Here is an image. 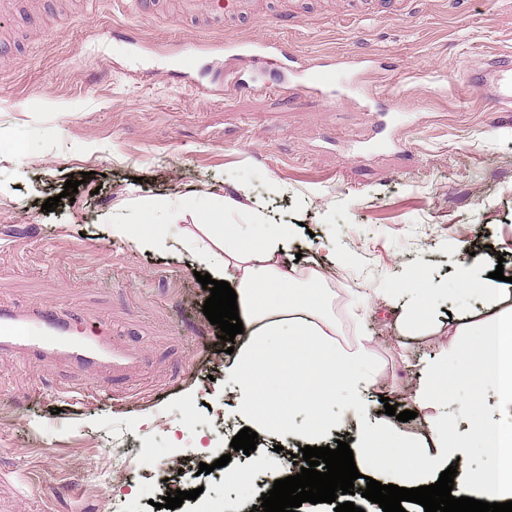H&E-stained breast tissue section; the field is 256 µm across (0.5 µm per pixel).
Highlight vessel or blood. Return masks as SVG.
<instances>
[{"label": "vessel or blood", "instance_id": "1", "mask_svg": "<svg viewBox=\"0 0 512 512\" xmlns=\"http://www.w3.org/2000/svg\"><path fill=\"white\" fill-rule=\"evenodd\" d=\"M235 50L242 55H261L267 66L277 71L290 58L285 46L273 41L246 39L236 44ZM468 84L500 111L512 112V55L499 54L483 61L481 67L470 69ZM337 88L336 70L326 63L311 70L303 86L305 92L321 95ZM17 353L47 365L66 361L80 369L108 368L116 376L124 375L137 362L131 350L103 333L92 331L82 339H73L70 319L58 307L20 311L0 306V354Z\"/></svg>", "mask_w": 512, "mask_h": 512}]
</instances>
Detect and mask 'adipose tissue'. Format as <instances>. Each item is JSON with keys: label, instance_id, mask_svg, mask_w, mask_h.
Returning a JSON list of instances; mask_svg holds the SVG:
<instances>
[{"label": "adipose tissue", "instance_id": "adipose-tissue-1", "mask_svg": "<svg viewBox=\"0 0 512 512\" xmlns=\"http://www.w3.org/2000/svg\"><path fill=\"white\" fill-rule=\"evenodd\" d=\"M208 244L198 252V263L217 280L230 284L237 294L239 317L244 331L237 349L224 360V376L232 380L236 392L239 415L252 431L260 434L278 430V423L269 413L256 405L250 376L259 352L275 357L268 342L276 336H297L307 341L321 355L320 370L329 374L334 384L310 397L313 416L310 424L300 429V445L322 446L330 433L340 432L342 425L326 407L343 398L347 401L346 414L355 423L352 448L355 460L376 458L375 443L395 434L399 426L389 415L371 414L366 395L375 384L373 341L363 336L352 343L336 340V316L332 311L306 307L292 298L273 304L262 300L263 291L270 288L293 289L303 287L292 264L288 262L289 237L287 233L270 235L255 243L238 241L232 224H209L205 227ZM490 336L487 352L492 356L495 373L492 383L496 388V408L502 417L497 429V441L502 453L512 456V288H494L479 316L460 315L448 324L452 336L469 335L473 324ZM418 384L413 397L417 411L431 413L433 428L428 441L421 446L420 469L411 471L397 463L384 464L386 483L405 488H416L435 483L448 462L460 455L468 438L449 432L448 408L466 409L479 402L481 392L460 397L450 386L437 387L438 368L435 360L416 365ZM457 486L466 494L499 500H512V467L501 466L483 476L457 472Z\"/></svg>", "mask_w": 512, "mask_h": 512}]
</instances>
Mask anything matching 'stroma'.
<instances>
[{
	"label": "stroma",
	"mask_w": 512,
	"mask_h": 512,
	"mask_svg": "<svg viewBox=\"0 0 512 512\" xmlns=\"http://www.w3.org/2000/svg\"><path fill=\"white\" fill-rule=\"evenodd\" d=\"M246 37L282 40L307 67H361L376 109L295 91L297 77L224 52ZM0 41V305L60 306L141 359L116 378L0 356V512H157L155 464L174 444L226 448L243 429L224 398L228 344L194 276L201 221L251 241L288 229L300 269L335 252L322 285L336 292L337 341L374 339L372 408L386 396L412 409L410 363L440 353L450 312L480 301L484 283L460 285V265L512 276V115L464 78L512 52V0H367L358 13L347 0H255L218 27L185 18L180 0H159L149 21L129 0H16ZM196 44L202 65L180 68ZM156 199L182 219L148 210ZM116 223L165 242L139 250L112 238ZM415 281L448 294L407 336L366 296ZM143 413L153 423L135 426ZM186 487L201 494L176 512L261 502L216 472Z\"/></svg>",
	"instance_id": "1"
}]
</instances>
